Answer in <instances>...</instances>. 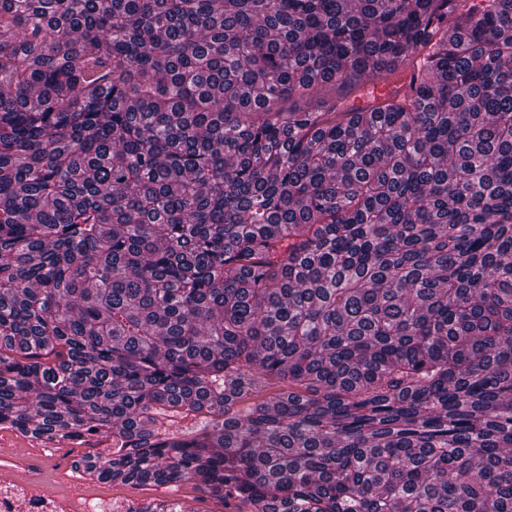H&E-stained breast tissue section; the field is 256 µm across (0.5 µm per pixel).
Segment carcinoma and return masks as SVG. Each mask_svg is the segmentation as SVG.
I'll return each instance as SVG.
<instances>
[{
    "mask_svg": "<svg viewBox=\"0 0 512 512\" xmlns=\"http://www.w3.org/2000/svg\"><path fill=\"white\" fill-rule=\"evenodd\" d=\"M6 424L250 512H512V0H0Z\"/></svg>",
    "mask_w": 512,
    "mask_h": 512,
    "instance_id": "1",
    "label": "carcinoma"
}]
</instances>
